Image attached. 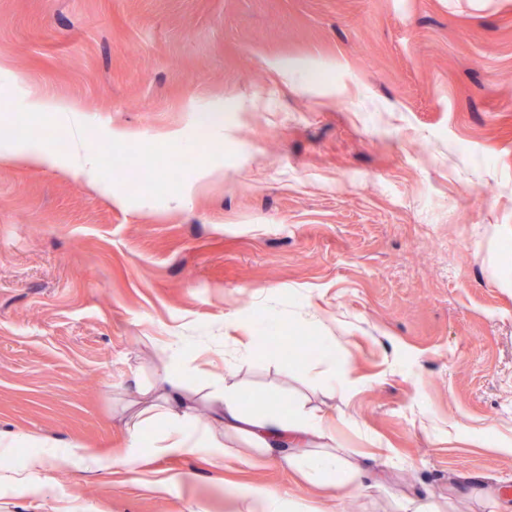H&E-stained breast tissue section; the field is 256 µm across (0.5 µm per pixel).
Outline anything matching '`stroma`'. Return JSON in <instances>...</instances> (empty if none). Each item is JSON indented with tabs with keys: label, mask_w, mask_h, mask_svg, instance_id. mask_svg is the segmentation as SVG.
<instances>
[{
	"label": "stroma",
	"mask_w": 512,
	"mask_h": 512,
	"mask_svg": "<svg viewBox=\"0 0 512 512\" xmlns=\"http://www.w3.org/2000/svg\"><path fill=\"white\" fill-rule=\"evenodd\" d=\"M1 57L0 133L68 151L23 110L45 95L112 161L95 184L0 159V512L315 503L245 458L99 477L68 457L120 454L175 354L197 428L229 361L241 392L335 415L365 479L328 512H512V0H0ZM299 332L336 365L284 357ZM243 500L245 512H283L279 498L265 491L252 492Z\"/></svg>",
	"instance_id": "35a3bbf8"
}]
</instances>
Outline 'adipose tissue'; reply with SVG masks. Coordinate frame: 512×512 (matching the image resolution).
Returning a JSON list of instances; mask_svg holds the SVG:
<instances>
[{
	"label": "adipose tissue",
	"mask_w": 512,
	"mask_h": 512,
	"mask_svg": "<svg viewBox=\"0 0 512 512\" xmlns=\"http://www.w3.org/2000/svg\"><path fill=\"white\" fill-rule=\"evenodd\" d=\"M5 156L34 167L80 169L89 179H96L97 166L92 153L75 150L66 155L48 149L42 139L33 133L18 139L16 145L0 150ZM181 364H173L153 390L165 401L162 410L143 409L126 424L128 433L124 452L116 457L103 456L77 441L69 442L67 453L88 469L105 472L114 467L135 473L141 467L145 451L142 431L146 424L161 423L164 427L162 453L182 456L196 455L220 462L224 459V437L236 436L252 444L259 460H274L276 464L292 469L310 478L323 477L329 485L340 488L350 483L361 487L360 469L347 459L330 451L334 431L321 416L311 413L284 415L276 407L252 412L242 403L236 383L220 379L214 384L215 403L212 408L213 425L201 430L194 425L193 408L178 386Z\"/></svg>",
	"instance_id": "adipose-tissue-1"
}]
</instances>
